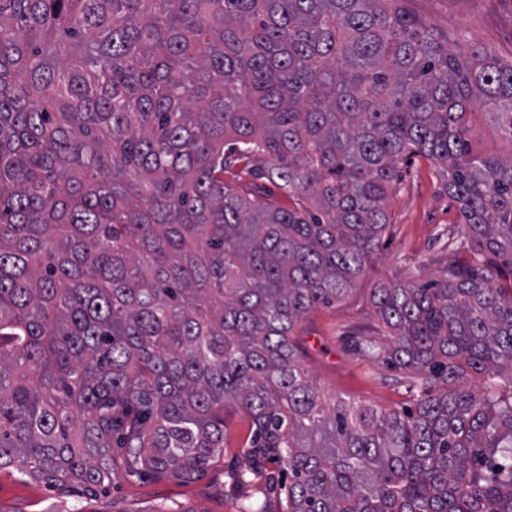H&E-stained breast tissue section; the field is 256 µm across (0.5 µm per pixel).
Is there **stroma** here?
<instances>
[{
	"instance_id": "obj_1",
	"label": "stroma",
	"mask_w": 512,
	"mask_h": 512,
	"mask_svg": "<svg viewBox=\"0 0 512 512\" xmlns=\"http://www.w3.org/2000/svg\"><path fill=\"white\" fill-rule=\"evenodd\" d=\"M403 6L438 30L459 35L464 46L512 59V0H403ZM386 210V244L357 289L336 305L312 311L297 329L304 338L309 377L318 388L382 410L407 403L393 383L395 371L362 359L344 342L363 336L389 344L388 330L371 303L372 288L395 278H438L441 268L457 256L445 246L441 233L458 221L455 203L442 191L433 167L421 158L403 166L401 186L389 197ZM226 424L223 465L195 482L157 477L134 481L120 470L109 490L73 499L5 468L0 470V512H166L175 505L183 512H238L243 499L256 498L258 486L233 483L230 471L242 453L247 425L231 409Z\"/></svg>"
}]
</instances>
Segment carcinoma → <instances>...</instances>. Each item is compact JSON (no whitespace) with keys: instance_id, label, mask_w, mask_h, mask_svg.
<instances>
[{"instance_id":"1","label":"carcinoma","mask_w":512,"mask_h":512,"mask_svg":"<svg viewBox=\"0 0 512 512\" xmlns=\"http://www.w3.org/2000/svg\"><path fill=\"white\" fill-rule=\"evenodd\" d=\"M402 0H0V469L91 495L238 483L284 512H512V60ZM250 175L285 208L224 172ZM458 204L423 284L372 289L412 405L329 396L294 336L383 247L412 157ZM508 375V384L498 378ZM485 111L469 114L476 146L483 152L497 156H507L512 150L510 141L504 139L498 128L490 122Z\"/></svg>"}]
</instances>
